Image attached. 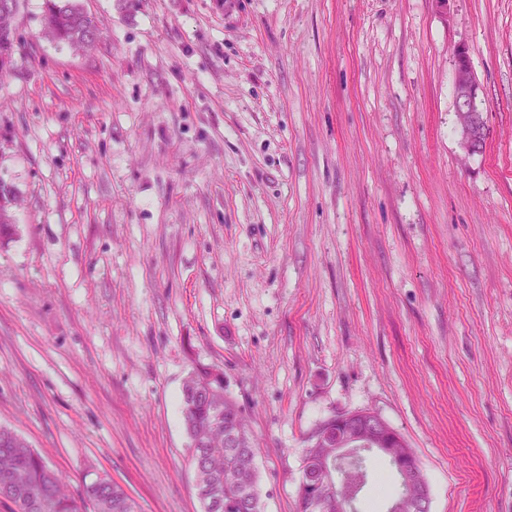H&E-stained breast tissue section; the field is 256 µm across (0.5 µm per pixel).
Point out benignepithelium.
Instances as JSON below:
<instances>
[{
    "label": "benign epithelium",
    "mask_w": 512,
    "mask_h": 512,
    "mask_svg": "<svg viewBox=\"0 0 512 512\" xmlns=\"http://www.w3.org/2000/svg\"><path fill=\"white\" fill-rule=\"evenodd\" d=\"M454 66V107L457 117L458 143L467 155L482 152L486 147L487 128L482 111L478 106L479 83L475 76L469 50L466 46H458L453 52ZM371 430L378 439L379 448L376 452L390 456L394 448L404 444V438L391 427L378 413L365 412V417L351 423L343 437H332L324 431L314 438L327 446H336V461H341L353 452L351 446L360 439L362 428ZM400 475L408 482L417 481L421 484V497L414 504V512H430V488L423 470L413 453L397 460Z\"/></svg>",
    "instance_id": "7a95c632"
}]
</instances>
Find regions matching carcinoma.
Listing matches in <instances>:
<instances>
[{
  "label": "carcinoma",
  "instance_id": "obj_1",
  "mask_svg": "<svg viewBox=\"0 0 512 512\" xmlns=\"http://www.w3.org/2000/svg\"><path fill=\"white\" fill-rule=\"evenodd\" d=\"M6 19L0 16V71H7L14 55L21 50L16 31L4 28ZM42 33L45 38L73 50H85L99 37L96 17L87 11L81 0H43ZM14 190L0 182V243L6 244L17 234L10 206ZM195 377L182 387L181 416L190 443L196 445L191 455L194 469V490L203 512H263L257 490V469L251 463L254 453L252 439L246 430L240 411L227 398L216 401L202 385L209 375L207 367L191 369ZM234 437L236 448L224 447V439ZM336 459V449L320 446L306 449L303 469L313 475L323 462ZM15 478L36 499V508L25 512H138L136 503L113 481L100 485L84 483L83 496L75 499L64 490L62 474L50 468L25 438L0 426V499L7 500L18 512L10 479ZM340 482L348 494L341 495L336 487H299L300 512H312L310 503L325 496L334 505L328 512H358L357 503L365 496L370 482L365 453L351 462ZM417 488L403 482L392 486L388 493L391 505L387 512H396L395 505L416 498Z\"/></svg>",
  "mask_w": 512,
  "mask_h": 512
}]
</instances>
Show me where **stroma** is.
<instances>
[{"label":"stroma","instance_id":"1","mask_svg":"<svg viewBox=\"0 0 512 512\" xmlns=\"http://www.w3.org/2000/svg\"><path fill=\"white\" fill-rule=\"evenodd\" d=\"M83 4L102 35L76 53L23 0L0 74V426L72 496L99 472L203 512L180 399L214 365L265 512H297L316 426L367 409L430 512H512V0ZM453 66L458 143L467 155L482 153L486 147V121L478 106L479 83L466 46L455 48ZM14 190L7 184L0 182V243L6 244L17 234V227L13 222L10 206L14 201Z\"/></svg>","mask_w":512,"mask_h":512}]
</instances>
